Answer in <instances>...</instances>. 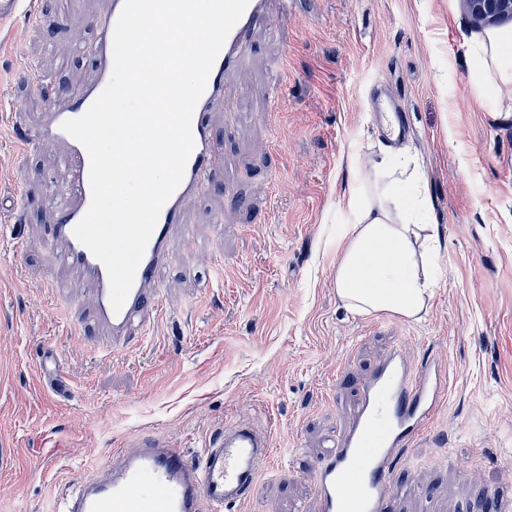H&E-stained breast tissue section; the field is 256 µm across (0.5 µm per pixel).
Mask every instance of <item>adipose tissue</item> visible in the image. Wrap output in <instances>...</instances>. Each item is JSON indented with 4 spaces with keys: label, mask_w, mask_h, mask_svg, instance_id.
I'll return each mask as SVG.
<instances>
[{
    "label": "adipose tissue",
    "mask_w": 512,
    "mask_h": 512,
    "mask_svg": "<svg viewBox=\"0 0 512 512\" xmlns=\"http://www.w3.org/2000/svg\"><path fill=\"white\" fill-rule=\"evenodd\" d=\"M512 33L491 31L473 55L478 67L495 59V83L512 85ZM425 173L407 153L386 149L374 162L362 192L351 196V222L334 271L336 293L357 314L387 312L416 319L435 286L436 225L422 190Z\"/></svg>",
    "instance_id": "adipose-tissue-1"
}]
</instances>
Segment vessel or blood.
Listing matches in <instances>:
<instances>
[{
  "label": "vessel or blood",
  "instance_id": "1",
  "mask_svg": "<svg viewBox=\"0 0 512 512\" xmlns=\"http://www.w3.org/2000/svg\"><path fill=\"white\" fill-rule=\"evenodd\" d=\"M123 3L110 0L108 11L90 23L92 39L75 44L76 52L88 55L94 81L58 98L29 136L32 145L62 147L67 181L45 197L54 216L50 242L58 264L80 271L94 286L97 317L116 347L130 343L154 320L171 264L170 240L185 224L189 203L210 183L219 160L212 117L229 105L225 75L238 66L257 27L270 25L269 4H276L275 13L282 17L294 7V0H249L230 31L191 119L194 148L183 179L162 208L133 286L116 312L105 266L73 233L91 202L89 155L60 125L82 116L107 85L113 31ZM372 114L387 139L405 136L403 113L391 98L376 95ZM354 386L361 398L357 414L317 466L319 512H387L390 500L403 492L392 477L396 461L425 434L446 399V368L431 356L412 362L396 345L376 369L356 378ZM271 454L269 438L248 422L215 430L194 462L166 438L145 437L117 460H104L96 475L66 493L60 512H223L249 499Z\"/></svg>",
  "mask_w": 512,
  "mask_h": 512
}]
</instances>
